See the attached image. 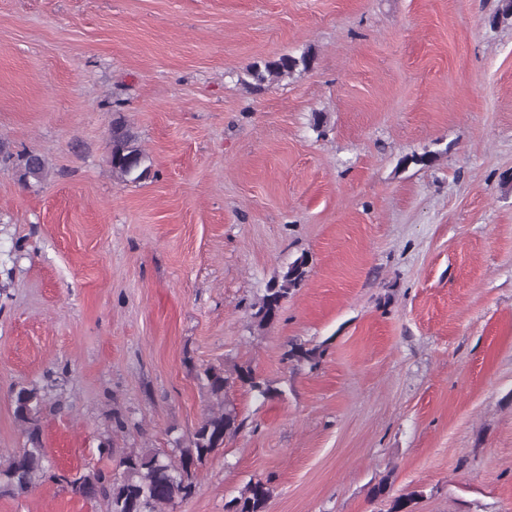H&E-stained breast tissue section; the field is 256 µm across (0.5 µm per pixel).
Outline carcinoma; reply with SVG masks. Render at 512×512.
Listing matches in <instances>:
<instances>
[{
    "mask_svg": "<svg viewBox=\"0 0 512 512\" xmlns=\"http://www.w3.org/2000/svg\"><path fill=\"white\" fill-rule=\"evenodd\" d=\"M512 21V0H498L488 23L496 26ZM313 57L304 52L299 56L283 54L273 60L252 64L247 75L252 79L250 87L255 92L265 90L270 84L298 69L311 68ZM111 152L109 161L112 173L124 181H138L147 171L146 155L125 122L113 121L110 131ZM23 178L40 182L46 173L45 160L36 154L22 158ZM308 260L301 256L288 264L280 277L271 281L263 296L253 305L251 318L257 329L264 330L279 319L283 302L290 293L305 281ZM286 357L315 367L319 350L302 343H293ZM199 378L216 401L218 409L205 416L191 433L187 445L180 449L179 462H174L159 452L145 448L126 454L119 459L121 475L118 478L100 472H78L68 482L72 492L84 498H103L107 512H162L160 507L170 505L177 498H187L195 490L196 465L224 447V441L234 437L243 427V421L235 408L224 405L226 389L240 382L264 399L273 396L270 387L249 367H238L233 373L214 367H206ZM14 413L18 420L28 425L29 446L10 456L8 463L0 465V491L13 494L33 487L35 480L46 470V452L40 441L37 424L42 399L34 388L20 386L12 392ZM389 478L381 479L372 489L375 498H388L387 512H414V505L423 493L414 489L398 496H389ZM271 497L268 483L251 481L240 496L227 505L228 512H266Z\"/></svg>",
    "mask_w": 512,
    "mask_h": 512,
    "instance_id": "cac0c4a2",
    "label": "carcinoma"
}]
</instances>
